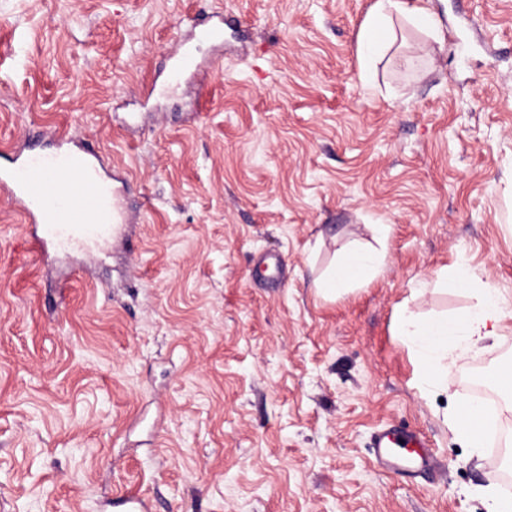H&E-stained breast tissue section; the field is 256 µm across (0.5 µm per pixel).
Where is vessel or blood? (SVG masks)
<instances>
[{
    "mask_svg": "<svg viewBox=\"0 0 512 512\" xmlns=\"http://www.w3.org/2000/svg\"><path fill=\"white\" fill-rule=\"evenodd\" d=\"M195 46L183 49L175 67L176 74L196 70L199 48L218 34L217 29L192 22ZM97 156L80 145L61 142L49 152L21 149L15 165L0 170V195L14 202L40 231L34 236L37 249L50 242L88 243L110 233L113 225L124 223L118 202V187L103 177ZM414 432L387 430L375 436L374 454L386 469L398 472L409 461V451L424 447Z\"/></svg>",
    "mask_w": 512,
    "mask_h": 512,
    "instance_id": "obj_1",
    "label": "vessel or blood"
}]
</instances>
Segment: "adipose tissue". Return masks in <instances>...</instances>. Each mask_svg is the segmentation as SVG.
Masks as SVG:
<instances>
[{
  "label": "adipose tissue",
  "mask_w": 512,
  "mask_h": 512,
  "mask_svg": "<svg viewBox=\"0 0 512 512\" xmlns=\"http://www.w3.org/2000/svg\"><path fill=\"white\" fill-rule=\"evenodd\" d=\"M402 16L413 26L434 32L436 22L420 7L405 8L403 0H375L358 35L359 54L363 65L386 53L398 39L394 16ZM377 247L347 252L321 280L317 288L325 295H336L352 283L373 277L383 265L385 245L391 233L387 224L375 225ZM451 285L473 292L475 306L451 317L426 318L402 311L395 333L414 350L419 365V385L423 391L448 387V371L478 343L498 336L503 328L504 307L497 292L467 266H459L445 276ZM512 415V399L495 407L473 403H456L449 428L456 438L467 443L472 452H480L488 424L501 416Z\"/></svg>",
  "instance_id": "1"
}]
</instances>
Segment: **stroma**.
<instances>
[{
	"label": "stroma",
	"mask_w": 512,
	"mask_h": 512,
	"mask_svg": "<svg viewBox=\"0 0 512 512\" xmlns=\"http://www.w3.org/2000/svg\"><path fill=\"white\" fill-rule=\"evenodd\" d=\"M375 0H0V166L69 130L128 180L129 242L103 265L32 245L0 196V512H484L512 475L446 414L512 362V0H407L440 39L399 40L361 72ZM224 13L201 74L169 76L187 16ZM379 273L316 282L372 227ZM464 263L504 300L503 336L421 393L401 309L476 304ZM426 280L423 294L412 285ZM398 425L426 472L379 468Z\"/></svg>",
	"instance_id": "obj_1"
}]
</instances>
